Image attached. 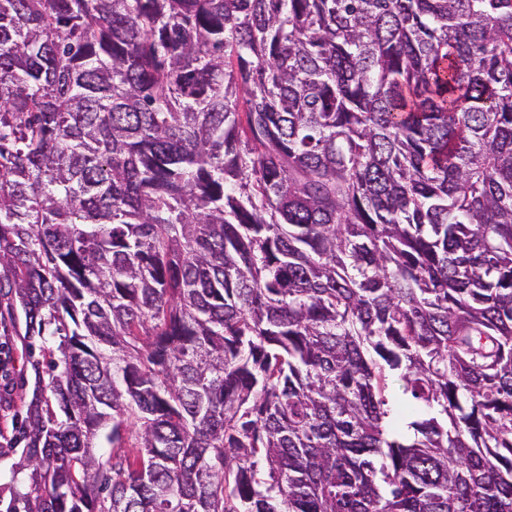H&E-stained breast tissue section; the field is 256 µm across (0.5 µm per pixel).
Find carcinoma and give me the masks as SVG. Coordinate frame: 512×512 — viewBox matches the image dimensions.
<instances>
[{"label":"carcinoma","mask_w":512,"mask_h":512,"mask_svg":"<svg viewBox=\"0 0 512 512\" xmlns=\"http://www.w3.org/2000/svg\"><path fill=\"white\" fill-rule=\"evenodd\" d=\"M9 512H512V0H0Z\"/></svg>","instance_id":"1"}]
</instances>
